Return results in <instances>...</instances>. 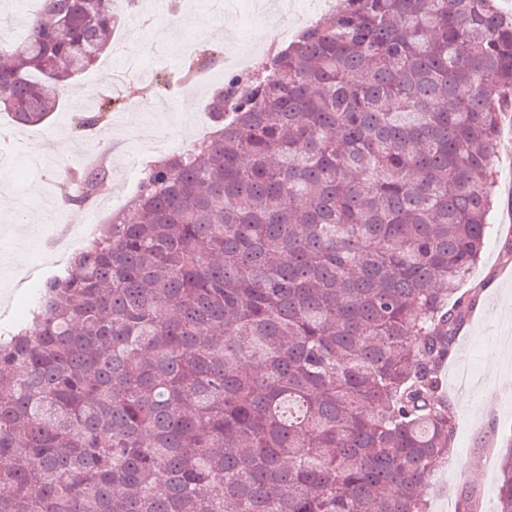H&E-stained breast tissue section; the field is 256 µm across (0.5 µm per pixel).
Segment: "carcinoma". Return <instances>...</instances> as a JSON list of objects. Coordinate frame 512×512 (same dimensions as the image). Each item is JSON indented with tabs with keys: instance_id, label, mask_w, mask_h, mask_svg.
<instances>
[{
	"instance_id": "cac0c4a2",
	"label": "carcinoma",
	"mask_w": 512,
	"mask_h": 512,
	"mask_svg": "<svg viewBox=\"0 0 512 512\" xmlns=\"http://www.w3.org/2000/svg\"><path fill=\"white\" fill-rule=\"evenodd\" d=\"M0 40V112L45 123L112 49V0H40ZM512 18L341 0L211 95L26 325L0 334V512H429L457 415ZM131 100L103 98L99 131ZM106 163L77 168L86 205ZM499 512H512V455Z\"/></svg>"
}]
</instances>
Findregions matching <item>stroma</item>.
<instances>
[{
	"label": "stroma",
	"mask_w": 512,
	"mask_h": 512,
	"mask_svg": "<svg viewBox=\"0 0 512 512\" xmlns=\"http://www.w3.org/2000/svg\"><path fill=\"white\" fill-rule=\"evenodd\" d=\"M159 2L161 9L153 19L151 35L129 25L119 28L115 34L116 51L104 54L70 84L62 107L45 124L20 127L8 115L0 114V141L20 146L19 151L0 156V178L6 182L0 190V281L9 282L8 288H0L2 323L28 314L36 300V288L51 276V269L46 268L28 278L23 269L33 263L36 252L45 251L53 228L63 222L107 224L137 190L139 177L131 171V157L149 160L155 156L151 145L128 139L146 120L143 109L113 113L111 124L96 134L83 136L75 129L79 114L98 107L97 100L88 97L89 87L106 93L112 90L117 50L137 41L152 72L150 83L129 82L117 90L119 95L159 103L169 94L168 83L183 79L181 68L190 50L218 45L228 52L243 53L249 72L257 74L268 63V36L279 41L284 38L283 27L273 17L260 30H252L250 0H238L239 16L234 20L188 8L175 19L171 16V0ZM224 74L220 64L199 69L186 81L187 93L176 99L174 110L185 145H192L206 133L205 105L214 88L223 84ZM63 142L71 150L58 155L53 166L28 164L26 149L55 147ZM95 149L106 159V191L99 193L94 206L63 207L57 184ZM495 171L490 232L481 257L463 286L474 300L473 309L440 373L439 393L453 407L457 425L452 453L427 486L430 512H455L464 493L478 499L480 512H496L500 458L512 444V276L507 273V259L512 256V222L505 217L507 194L512 191V162L496 160ZM22 206L27 209V220L19 224L15 215Z\"/></svg>",
	"instance_id": "35a3bbf8"
}]
</instances>
